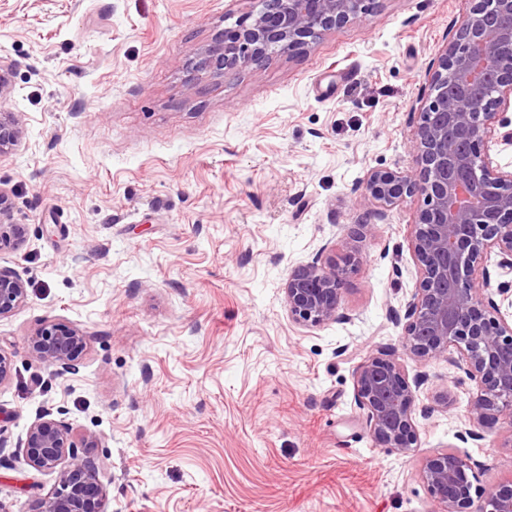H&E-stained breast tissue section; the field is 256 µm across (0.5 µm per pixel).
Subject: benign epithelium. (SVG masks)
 I'll list each match as a JSON object with an SVG mask.
<instances>
[{
  "label": "benign epithelium",
  "instance_id": "obj_1",
  "mask_svg": "<svg viewBox=\"0 0 512 512\" xmlns=\"http://www.w3.org/2000/svg\"><path fill=\"white\" fill-rule=\"evenodd\" d=\"M364 0H262L251 21L224 32L198 57L200 71L222 73L259 66L275 51L309 50L321 32L359 19ZM512 106V0H469L458 27L420 99L409 140L414 165L407 171L372 169L363 200L393 208L420 202L411 252L420 282L404 314L402 343L421 361L456 349L452 365L475 383L466 434L508 426L512 438V322L500 312L485 261L501 256L500 274L512 275V171L493 164L489 144H512L500 114ZM21 129L0 114V150ZM24 224H0V241L19 240ZM345 268L327 250L291 271L281 291L291 320L316 326L336 320ZM25 283L0 269V318L26 300ZM85 337L76 329L44 327L29 337L30 353L64 372L77 369ZM356 402L374 442L403 455L418 443L415 390L403 366L369 356L354 374ZM69 427L40 418L27 430V464L57 473L58 487L38 512H104L98 465L72 450ZM471 459L444 451L422 463L433 512H512V485L487 491L476 485Z\"/></svg>",
  "mask_w": 512,
  "mask_h": 512
}]
</instances>
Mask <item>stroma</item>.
<instances>
[{
  "mask_svg": "<svg viewBox=\"0 0 512 512\" xmlns=\"http://www.w3.org/2000/svg\"><path fill=\"white\" fill-rule=\"evenodd\" d=\"M466 0H376L306 54L197 72L256 0H0V268L26 301L0 318V512L58 483L24 461L28 427L67 424L100 461L104 512H430L422 461L477 462L512 482L505 430L463 440L475 391L447 358L401 344L419 284L416 200L364 204L370 169L411 166L412 112ZM329 247L348 273L336 320L298 326L281 287ZM353 265H346V258ZM81 331L72 373L28 338ZM416 390L417 448L379 447L355 400L371 354Z\"/></svg>",
  "mask_w": 512,
  "mask_h": 512,
  "instance_id": "1",
  "label": "stroma"
}]
</instances>
